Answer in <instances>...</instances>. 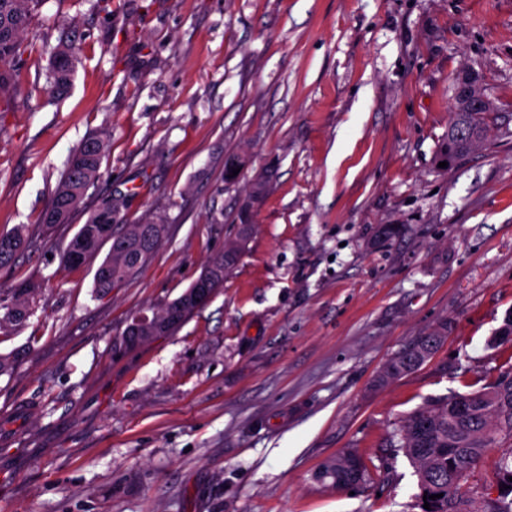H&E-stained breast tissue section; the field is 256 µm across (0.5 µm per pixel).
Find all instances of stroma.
I'll return each instance as SVG.
<instances>
[{"mask_svg":"<svg viewBox=\"0 0 512 512\" xmlns=\"http://www.w3.org/2000/svg\"><path fill=\"white\" fill-rule=\"evenodd\" d=\"M68 33L72 82L47 49ZM0 95V234L34 244L0 267L34 313L0 353V512H419L387 445L466 372L512 369V0H45ZM494 104L484 146L440 167L459 84ZM110 136L85 209L44 228L72 150ZM243 165L234 177L232 160ZM269 173L265 197L250 185ZM162 220L151 260L103 297L99 265L60 255L90 212ZM222 287L173 334L126 350L235 237ZM395 234L384 235L387 226ZM434 359L374 381L440 321ZM361 455L367 481L318 482ZM75 61V48L68 36L62 37L58 45L49 51L48 79L52 92L61 93L69 87ZM350 463L355 466L356 478L354 484L361 483L365 480L366 465L363 459L354 452L344 453L324 464L319 473V478L321 480L331 479L332 485L336 487L345 486V477Z\"/></svg>","mask_w":512,"mask_h":512,"instance_id":"obj_1","label":"stroma"}]
</instances>
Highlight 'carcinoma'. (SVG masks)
Returning <instances> with one entry per match:
<instances>
[{"instance_id": "1", "label": "carcinoma", "mask_w": 512, "mask_h": 512, "mask_svg": "<svg viewBox=\"0 0 512 512\" xmlns=\"http://www.w3.org/2000/svg\"><path fill=\"white\" fill-rule=\"evenodd\" d=\"M42 0H0V92L9 82L7 67L27 52L23 33ZM75 48L68 37L60 39L49 51L48 79L52 91H65L75 68ZM473 84L465 85L457 94L455 111L448 125V138L441 145V155L458 160L475 150L474 143H483L485 113L467 111V100ZM110 148L105 133L86 137L69 158L63 178L52 201L41 218V224L51 228L65 223L82 208L87 191L101 176V166ZM123 201L102 207L90 215L73 236L63 257V268L77 270L98 255L105 244L109 251L94 274L95 294L104 295L131 277L153 255L166 231L158 221L142 224L116 225ZM253 225L240 224L239 238L229 242L224 256L212 261L190 286L172 300L162 313L139 318L128 325L119 344L133 347L178 329L190 314L202 306L195 297V288L202 286L214 294L224 283V274L235 263ZM32 245L24 230L0 234V266L14 261ZM77 257L70 263L68 259ZM34 287L26 280L18 281L4 292L0 290V331L10 332L21 327L33 313ZM448 321L442 320L427 335L412 341L392 358L375 384L408 373L429 360L438 350L446 334ZM26 348L0 354V376L13 373L23 361ZM512 442V372L498 375L484 387L469 393H454L430 401L407 415L391 435V447L403 451L418 478L417 506L421 512H512V501L492 504L474 493L465 492L471 473L488 449L501 441ZM355 466L358 484L365 480L366 465L354 452L344 453L323 465L319 478L331 479L332 485H345L349 465ZM440 495L436 500L424 495ZM430 509L424 508V503Z\"/></svg>"}]
</instances>
